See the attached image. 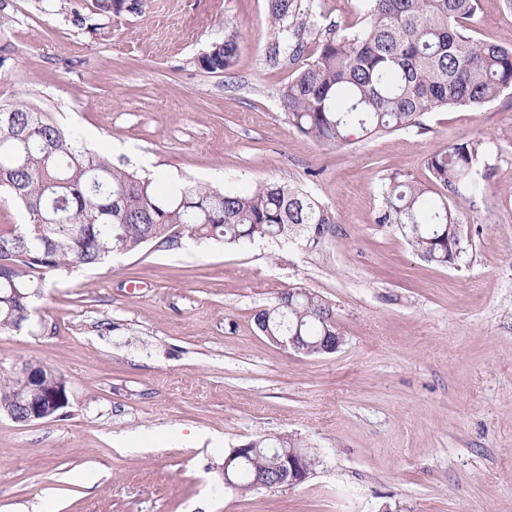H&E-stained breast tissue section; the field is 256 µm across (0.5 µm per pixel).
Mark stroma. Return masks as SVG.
Masks as SVG:
<instances>
[{
  "label": "stroma",
  "instance_id": "stroma-1",
  "mask_svg": "<svg viewBox=\"0 0 512 512\" xmlns=\"http://www.w3.org/2000/svg\"><path fill=\"white\" fill-rule=\"evenodd\" d=\"M69 0H0V101L24 97L114 164L219 190L298 185L336 213L319 247L189 242L43 270L30 319L0 334V369L66 380L60 417L0 414V512H512V93L428 113L425 129L345 148L300 134L280 90L267 0H136L102 38ZM366 0H311L357 30ZM475 37L512 47V12L480 0ZM241 53L200 56L227 31ZM483 139L481 194L457 197L463 253L424 261L379 223L389 178L428 182V156ZM292 287L329 300L343 343L305 356L253 316ZM298 439V486L224 485V453ZM241 52V40L237 32L224 35V41L211 45L199 59L200 66L210 73L226 72L234 67Z\"/></svg>",
  "mask_w": 512,
  "mask_h": 512
}]
</instances>
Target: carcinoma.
<instances>
[{
	"label": "carcinoma",
	"mask_w": 512,
	"mask_h": 512,
	"mask_svg": "<svg viewBox=\"0 0 512 512\" xmlns=\"http://www.w3.org/2000/svg\"><path fill=\"white\" fill-rule=\"evenodd\" d=\"M479 0H367L364 23L337 35L321 30L304 0H268L275 29L269 55L296 66L281 89L288 123L318 142L350 145L348 133L364 137L424 128L437 109L481 108L512 89V48L476 39L469 23ZM113 0H92L87 10L71 4V23L97 35L112 30ZM319 54L300 63L307 39ZM241 52L237 32L211 45L199 59L210 73L234 67ZM481 139L445 146L427 159L433 191L423 183L392 179L382 191L378 222L394 224L429 263H456L461 248L460 214L450 197L466 187L481 192L476 168ZM0 188L21 204L26 223L0 227V333L29 317L41 282L34 270L69 272L93 268L114 253H134L147 244L179 248L183 241L209 240L244 246L256 241L304 242L311 247L335 233V212L298 186L259 183L242 191L203 185L160 183L112 164L23 98L0 104ZM264 336H300L310 356L323 337L339 335L331 304L298 287L281 291L254 315ZM25 373L0 372V413L21 418L17 400L26 395ZM233 475L240 490L262 482L277 488V457L253 456Z\"/></svg>",
	"instance_id": "cac0c4a2"
}]
</instances>
